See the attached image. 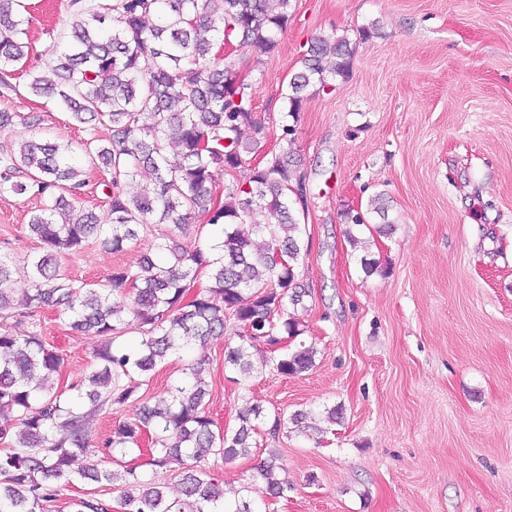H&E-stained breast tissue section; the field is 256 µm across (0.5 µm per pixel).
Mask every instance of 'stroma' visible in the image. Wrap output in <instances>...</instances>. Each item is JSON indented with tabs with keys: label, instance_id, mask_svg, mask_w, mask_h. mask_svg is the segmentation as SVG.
<instances>
[{
	"label": "stroma",
	"instance_id": "35a3bbf8",
	"mask_svg": "<svg viewBox=\"0 0 512 512\" xmlns=\"http://www.w3.org/2000/svg\"><path fill=\"white\" fill-rule=\"evenodd\" d=\"M27 67L43 68L49 29L63 28L67 0H26ZM354 45L350 71L331 94L309 92L292 137L282 131V93L314 39ZM232 57L252 85L262 134L247 157L265 164L291 147L306 177L298 207L309 249L296 266L307 291L296 315L315 365L279 375L270 352L253 351L254 375L225 368V340L204 348L207 412L232 430L248 406L263 405L257 446L211 475L234 498L248 487L267 512H512V0H292L277 47L260 56L235 45ZM0 96V112L34 116L57 142L75 145L93 130L73 125L24 79ZM382 196L392 232L368 205ZM36 201L0 195V253L23 261L41 243L26 224ZM364 209V226L342 214ZM141 238L115 253L90 239L64 259L72 280L102 282L154 246ZM380 267L365 274L361 257ZM38 330L63 358L56 385L80 380L98 345L40 310L8 320ZM181 362L152 372L126 405L91 422L95 436L165 397ZM338 408L328 422L325 413ZM308 413L295 432L290 415ZM278 450L292 486L269 502L252 475Z\"/></svg>",
	"mask_w": 512,
	"mask_h": 512
}]
</instances>
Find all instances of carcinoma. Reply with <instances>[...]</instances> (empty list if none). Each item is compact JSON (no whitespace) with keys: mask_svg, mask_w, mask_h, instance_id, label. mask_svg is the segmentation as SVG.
<instances>
[{"mask_svg":"<svg viewBox=\"0 0 512 512\" xmlns=\"http://www.w3.org/2000/svg\"><path fill=\"white\" fill-rule=\"evenodd\" d=\"M291 0H68L69 24L57 31L47 69L27 73L25 87L64 108L70 118L105 135L72 150L34 129L30 117L0 112V129H26L17 148L0 150V193L35 197L27 228L44 251L19 266L0 255V316L32 317L54 308L79 334L99 338L97 366L66 394L53 376L62 358L31 332L17 335L0 328V512H48L65 486L75 481L129 487L123 512H256L243 498L224 499L202 464L208 457L231 461L249 453L259 404L239 417L232 433L214 430L206 411L208 383L204 357L184 360L195 346L224 335L227 323L240 327L239 343L224 350V366L251 376L250 350L273 348L283 337L303 335L304 325L289 309L303 303L306 289L296 274L302 243L294 205L306 196L305 177L283 151L257 164L241 180L224 187V202L214 195L226 175L246 164L257 143H245L241 130L262 131L255 120L251 84L225 43H242L266 54L287 26ZM25 5L0 0V92L16 90L19 63L29 56ZM353 54L346 37H320L301 58L300 69L283 94V131L293 129L309 89L326 94L349 72ZM148 114L151 122L141 121ZM174 142L181 162L172 165L165 147ZM111 178L105 187L108 223L81 209L89 169ZM203 218L205 237L191 251L177 233L194 217ZM276 223H271L270 219ZM149 224L164 226L162 243L141 253L134 264L119 266L103 283L77 285L60 274L61 258L80 250L93 235L114 253L139 239ZM282 249L285 262L273 261ZM208 284L189 299L199 274ZM29 282L25 307L12 303L14 276ZM137 326L138 341L122 338ZM185 361L167 397L144 405L131 420L92 439L93 417L122 406L156 366L170 357ZM316 349L299 343L273 358L283 376L309 370ZM153 430L149 465L191 461L170 500L156 478L143 479L134 467L75 472L77 456L141 451L144 432ZM280 456L271 451L256 468L271 499L290 489ZM73 512H108L95 498L73 502Z\"/></svg>","mask_w":512,"mask_h":512,"instance_id":"cac0c4a2","label":"carcinoma"}]
</instances>
